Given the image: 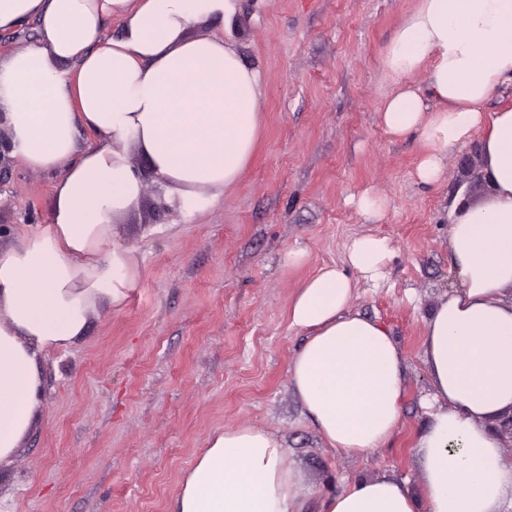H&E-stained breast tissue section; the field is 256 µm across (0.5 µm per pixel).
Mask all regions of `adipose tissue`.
I'll use <instances>...</instances> for the list:
<instances>
[{
  "label": "adipose tissue",
  "mask_w": 512,
  "mask_h": 512,
  "mask_svg": "<svg viewBox=\"0 0 512 512\" xmlns=\"http://www.w3.org/2000/svg\"><path fill=\"white\" fill-rule=\"evenodd\" d=\"M237 11L238 0H0V32L38 24L34 40L0 53V150L61 174L48 228L0 250V464L43 410L45 355L86 336L92 314L122 305L138 275L113 244L145 191L132 155L185 212L235 187L251 162L261 74L228 39L187 34ZM382 63L398 86L381 123L423 144L419 181L437 183L449 153L474 140L486 192L456 205L457 283L425 321L434 392L415 447L419 488L383 474L326 495L319 512H512L500 438L512 421V105L486 109L512 85V0H417ZM421 72L426 88L406 85ZM389 253L386 239H354L347 268H320L288 308L307 336L291 386L347 454L381 447L401 421L402 352L386 326L351 312L347 274L378 280ZM311 496L284 442L240 425L208 436L180 475L174 512H305Z\"/></svg>",
  "instance_id": "ef3b65f1"
}]
</instances>
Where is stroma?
Wrapping results in <instances>:
<instances>
[{"mask_svg":"<svg viewBox=\"0 0 512 512\" xmlns=\"http://www.w3.org/2000/svg\"><path fill=\"white\" fill-rule=\"evenodd\" d=\"M231 45L263 75L262 133L238 185L186 214L140 156L146 189L117 224L137 280L119 308L43 362L44 407L0 465V512H171L179 477L217 430L283 438L316 497L389 474L418 486L414 445L433 392L425 317L456 274L448 224L459 195L485 191L477 143L451 152L433 185L414 175L416 136L394 138L379 108L395 82L382 54L416 0H239ZM56 175L0 157V249L50 222ZM366 192L380 217L357 208ZM387 238L379 284L352 311L384 324L405 360L399 427L360 455L329 448L289 384L306 340L288 307L300 284L344 266L355 237ZM301 251V265L288 252Z\"/></svg>","mask_w":512,"mask_h":512,"instance_id":"stroma-1","label":"stroma"}]
</instances>
